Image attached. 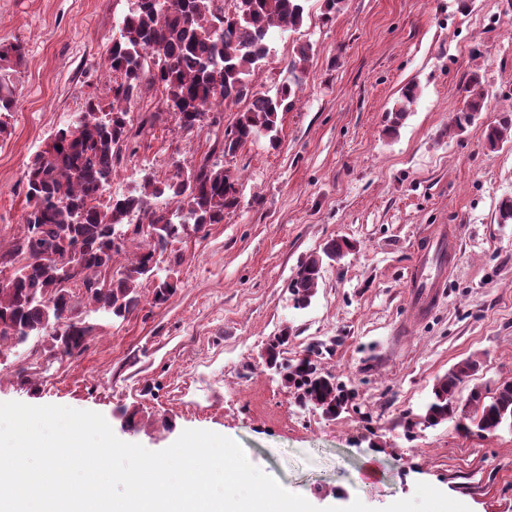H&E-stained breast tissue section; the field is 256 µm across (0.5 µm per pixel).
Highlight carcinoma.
<instances>
[{"instance_id": "cac0c4a2", "label": "carcinoma", "mask_w": 512, "mask_h": 512, "mask_svg": "<svg viewBox=\"0 0 512 512\" xmlns=\"http://www.w3.org/2000/svg\"><path fill=\"white\" fill-rule=\"evenodd\" d=\"M306 0H235L231 12L219 0H133L123 17L120 36L112 41L105 58L110 74L111 100L104 105L86 102L83 119L59 128L35 154L28 166V210L23 233L14 237L4 259L23 261L17 271L0 277V322L15 324L22 335L45 339L48 351L60 355L87 350L91 328L83 314L90 309L115 318H126L141 303L138 288L153 284L152 305H164L176 292V267L183 261L177 244L189 228L221 224L224 214L239 204L238 177L206 156L196 164L172 163L169 176L143 179L139 189L120 196H105L115 168L136 139L153 126V112L135 126L127 104L153 92L158 103L179 114L186 130L201 127L218 103L247 101L226 129L219 150L233 156L245 143L259 137L271 148L280 146L281 114L288 111L303 89L305 63L311 47L301 43L288 62V82L274 93L254 90L252 76L266 63L274 29L295 30L304 21ZM25 57L20 42L0 45V135L8 133V118L15 104V73ZM462 105L456 109L454 127L465 130L483 111L486 93L478 74L463 88ZM418 97V85L405 86L400 106L392 113L391 132L406 118ZM485 145L495 151L512 141V115L506 113L486 126ZM163 195L173 208L149 205ZM130 242L137 251L113 270L115 256ZM76 259L78 281L61 285L62 266ZM354 245L331 239L309 255L290 284L295 308H306L316 294L324 260H339ZM167 256L168 274L155 279L159 258ZM283 331L266 350L265 362L295 389L296 398L313 403L328 416H338L353 392L325 369L323 359L331 350L321 345L307 348L283 362L288 346ZM479 371V361L465 359L438 377L422 419L436 426L459 420L465 432L477 429L493 434L512 421V381L497 386L486 397L478 388L466 401L456 397L459 386Z\"/></svg>"}]
</instances>
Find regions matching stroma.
Segmentation results:
<instances>
[{
  "label": "stroma",
  "mask_w": 512,
  "mask_h": 512,
  "mask_svg": "<svg viewBox=\"0 0 512 512\" xmlns=\"http://www.w3.org/2000/svg\"><path fill=\"white\" fill-rule=\"evenodd\" d=\"M131 0H0V43L22 42L14 111L0 136V246L27 209L34 155L88 98L108 102L102 65ZM307 43L306 83L281 122V145L245 144L224 158L241 203L179 245L178 288L161 307L150 287L126 318L90 314L82 354L28 360L29 344L0 352V402L101 414L118 439L160 451L187 429L239 442L250 463L325 507L336 486L381 512L427 483L470 512H512V426L464 434L457 420L420 424L435 379L472 357L459 388L492 395L512 380V224L495 219L512 197V142L484 145L488 123L512 113V0H346L325 19L307 0L295 30L274 33L259 91L288 80ZM479 74L486 107L452 128L462 89ZM420 94L397 134L400 90ZM242 104L181 128L174 112L138 140L108 194L163 179L173 160L197 163ZM461 234L444 293L425 319L410 310L417 242L430 226ZM356 245L325 264L310 306H293L300 264L332 238ZM289 332V355L325 342V368L354 397L328 420L298 405L261 353Z\"/></svg>",
  "instance_id": "stroma-1"
}]
</instances>
